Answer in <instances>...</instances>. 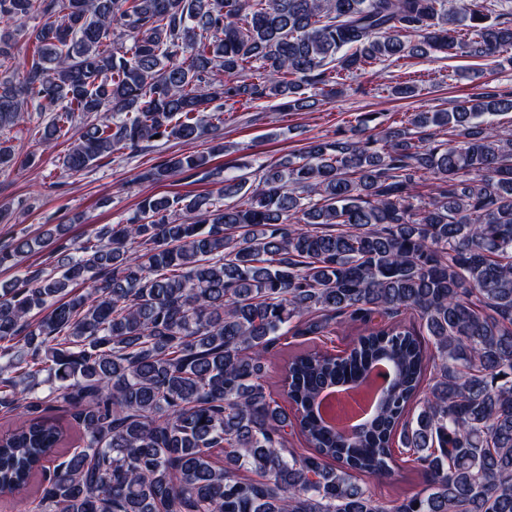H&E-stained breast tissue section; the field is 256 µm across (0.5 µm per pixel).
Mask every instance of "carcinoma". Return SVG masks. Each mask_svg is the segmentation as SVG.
<instances>
[{"label":"carcinoma","mask_w":512,"mask_h":512,"mask_svg":"<svg viewBox=\"0 0 512 512\" xmlns=\"http://www.w3.org/2000/svg\"><path fill=\"white\" fill-rule=\"evenodd\" d=\"M33 14L22 77L0 76V130L51 113L43 145L76 130L70 173L212 135L210 154L151 167L156 184L209 174L229 104L310 109L311 88L457 46L482 64L448 112L376 133L364 113L256 181L147 196L0 286V413L23 419L0 438V492L41 476L19 512H512V131L492 120L512 91L485 80L512 62V0H0L1 21ZM14 46L1 28L0 58ZM31 251L14 238L0 264ZM407 309L427 337L397 320ZM349 321L343 354L285 362L286 409L271 350ZM381 363L384 404L337 431L322 396ZM54 409L82 435L62 461ZM398 452L426 484L382 502L360 477L388 476Z\"/></svg>","instance_id":"obj_1"}]
</instances>
